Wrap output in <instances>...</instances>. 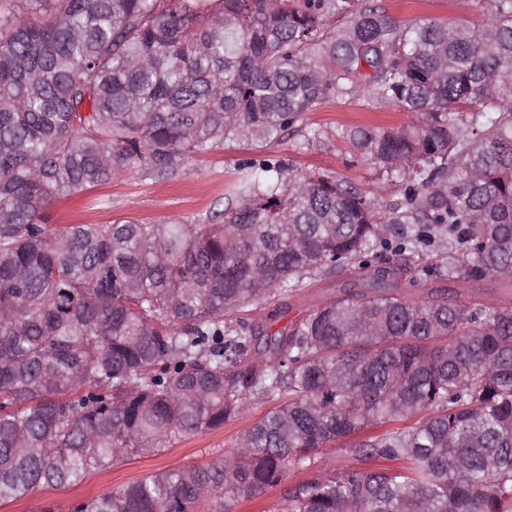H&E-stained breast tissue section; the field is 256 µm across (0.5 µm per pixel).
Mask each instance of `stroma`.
Masks as SVG:
<instances>
[{"mask_svg": "<svg viewBox=\"0 0 512 512\" xmlns=\"http://www.w3.org/2000/svg\"><path fill=\"white\" fill-rule=\"evenodd\" d=\"M388 12L401 21L445 19L475 22L481 16L480 0H383ZM412 114L384 107L354 92L325 100L315 111L304 114L303 129L320 130L321 137L300 147L292 137L270 147L271 155L289 158L300 170L330 171L365 193L373 202L399 197L402 182H388L375 165L366 161L349 142L346 132L357 124L403 125ZM259 152L244 143L215 145L207 154L176 165L173 173L160 177L132 169L123 177L87 190L51 200L43 220L53 227L67 224H105L118 219L155 224L165 221L194 223L210 211L222 208L224 195L242 176L243 166ZM346 273L318 283L303 296L288 299L274 326L281 329L304 316L312 306L338 295L349 282ZM254 406L224 427L191 436L149 457L114 462L105 471L88 475L82 483L66 488H46L0 505V512H40L53 505L56 512H72L80 500L126 485L163 470L205 464L233 448L237 436L265 412Z\"/></svg>", "mask_w": 512, "mask_h": 512, "instance_id": "obj_1", "label": "stroma"}]
</instances>
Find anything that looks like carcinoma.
Here are the masks:
<instances>
[{
	"label": "carcinoma",
	"instance_id": "carcinoma-1",
	"mask_svg": "<svg viewBox=\"0 0 512 512\" xmlns=\"http://www.w3.org/2000/svg\"><path fill=\"white\" fill-rule=\"evenodd\" d=\"M482 5L466 25L381 0H0V503L272 402L224 456L73 512H228L373 426L349 453L395 467L315 469L279 512H512V301L408 291L450 245L434 276L512 288V0ZM354 91L416 118L346 132L405 182L379 208L277 158L195 224L42 223ZM350 267L285 328L245 321Z\"/></svg>",
	"mask_w": 512,
	"mask_h": 512
}]
</instances>
